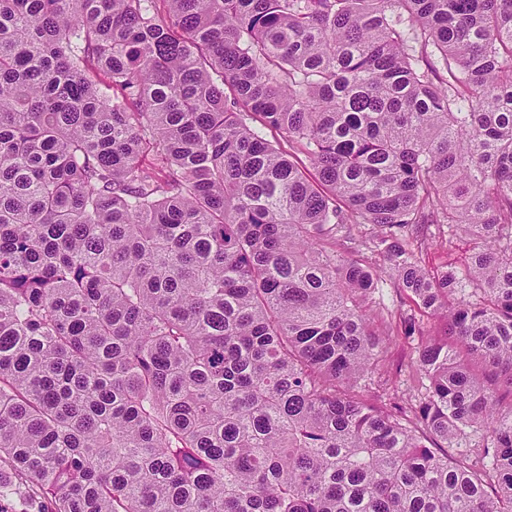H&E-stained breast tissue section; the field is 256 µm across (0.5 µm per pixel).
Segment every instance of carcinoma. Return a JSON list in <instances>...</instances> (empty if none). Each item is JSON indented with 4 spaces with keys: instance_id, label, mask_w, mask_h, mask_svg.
I'll list each match as a JSON object with an SVG mask.
<instances>
[{
    "instance_id": "carcinoma-1",
    "label": "carcinoma",
    "mask_w": 512,
    "mask_h": 512,
    "mask_svg": "<svg viewBox=\"0 0 512 512\" xmlns=\"http://www.w3.org/2000/svg\"><path fill=\"white\" fill-rule=\"evenodd\" d=\"M2 459L49 512H512V0H0ZM431 230L433 232H436L435 237L432 236V239H429L428 245L425 249H423L422 253V259L423 263L428 266L432 267L436 264L445 262L448 260H453L458 262V264L462 263L465 259V257L468 255V245L464 239H461L458 241L456 248H454L453 251L449 252L448 255L446 254V250L444 251L441 249L438 244V230L435 229V227H431ZM383 284H381L382 288V294L380 293V300H379V294H374L373 301V308L376 311V313L381 312L385 317H387V313L391 314L392 316L394 314H397L398 312H402V310H406L408 308V300L406 299L405 294L397 289L393 282L390 281L387 274H383ZM378 302L381 303V305H378ZM384 310V311H383ZM386 350L371 381L365 382L364 395L388 402L396 398L411 403L420 390L421 380L413 374L411 364L418 357V341L403 343L397 336H388ZM414 402V401H413Z\"/></svg>"
}]
</instances>
